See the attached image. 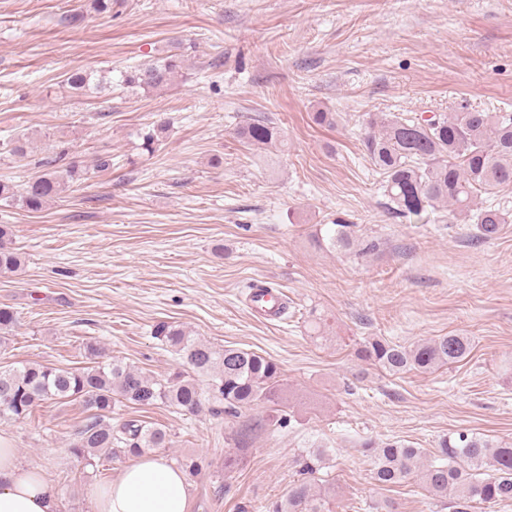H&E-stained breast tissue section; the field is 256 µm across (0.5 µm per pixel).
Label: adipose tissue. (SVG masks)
I'll list each match as a JSON object with an SVG mask.
<instances>
[{
	"label": "adipose tissue",
	"mask_w": 512,
	"mask_h": 512,
	"mask_svg": "<svg viewBox=\"0 0 512 512\" xmlns=\"http://www.w3.org/2000/svg\"><path fill=\"white\" fill-rule=\"evenodd\" d=\"M92 498L94 512H189L186 476L161 453L132 460L118 479L93 489ZM0 512H57L45 476L20 466L1 434Z\"/></svg>",
	"instance_id": "1"
}]
</instances>
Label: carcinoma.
<instances>
[{
  "instance_id": "cac0c4a2",
  "label": "carcinoma",
  "mask_w": 512,
  "mask_h": 512,
  "mask_svg": "<svg viewBox=\"0 0 512 512\" xmlns=\"http://www.w3.org/2000/svg\"><path fill=\"white\" fill-rule=\"evenodd\" d=\"M180 64V56L171 54L125 73L123 83L130 88L161 89L174 81ZM66 84L80 94L107 87L104 79L91 84V74L81 70L68 73ZM379 124V132L368 134L365 148L385 179L393 213L410 220L422 218L430 209L446 208L448 223L469 219L484 240L496 237L501 225L512 222L509 214L481 202L484 195L512 187V115L465 107L428 119L394 115L380 119ZM238 135L257 146L284 142L279 127L260 119L242 126ZM57 162L56 158L43 162L45 170L20 189L0 182V199L17 201L29 211L42 210L76 175L75 166L59 170ZM6 236L8 227L0 225V272H13L22 259L3 244ZM330 241L339 249L359 245L350 224L336 225ZM154 336L179 359L161 378L119 359L100 362V348L93 344L86 346L90 365L83 368L37 363L1 368L0 422L25 418L43 402L77 401L86 417L73 433L69 452L91 465L101 452L125 459L171 447V434L163 426H148L136 419L112 424V406L117 402L163 405L191 415H222L239 420L231 431L234 446L224 452L226 475L243 465L251 434L287 422L290 413L282 398L281 367L271 358L240 348L218 349L168 323L156 325ZM471 350L468 337L450 334L412 346L373 338L361 345L357 355L395 376L459 363ZM259 402L268 404L267 411L242 419L243 411ZM361 448L370 457L372 480L382 489L418 477L438 501L450 500L453 512H472L477 503L490 509L512 502V443L494 444L461 429L443 436L430 460L422 449L400 440L379 446L368 440ZM328 456V448L321 444L301 449L295 459L299 479L268 504L267 512H333L336 494L318 483Z\"/></svg>"
}]
</instances>
